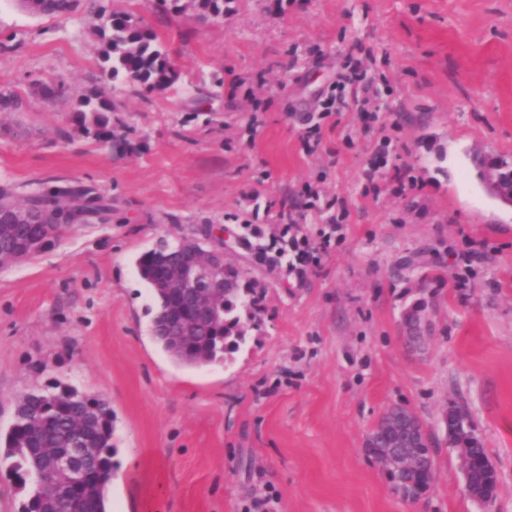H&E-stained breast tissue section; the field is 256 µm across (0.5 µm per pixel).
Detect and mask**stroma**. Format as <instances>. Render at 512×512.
Segmentation results:
<instances>
[{
  "label": "stroma",
  "instance_id": "35a3bbf8",
  "mask_svg": "<svg viewBox=\"0 0 512 512\" xmlns=\"http://www.w3.org/2000/svg\"><path fill=\"white\" fill-rule=\"evenodd\" d=\"M111 5L158 34L170 89L104 78L83 11L35 16L0 0V93L23 100L0 112V187L91 185L116 208L0 270V430L20 395L55 383L106 400L111 512H142L134 455L159 462L152 512H512V205L479 166L512 161V0H228L205 24L158 0ZM355 42L380 91L368 119L345 80ZM53 83L65 94L45 96ZM94 89L117 108L125 154L73 124ZM333 98L341 116L325 113ZM382 152L413 187L368 184ZM336 207L349 213L340 227ZM291 221L343 242L294 267L269 247ZM210 224L262 311L224 362L185 367L152 337L136 261ZM413 307L421 347L402 321ZM452 401L497 471L489 502L466 493L440 424ZM396 405L435 443L416 501L363 447Z\"/></svg>",
  "mask_w": 512,
  "mask_h": 512
}]
</instances>
